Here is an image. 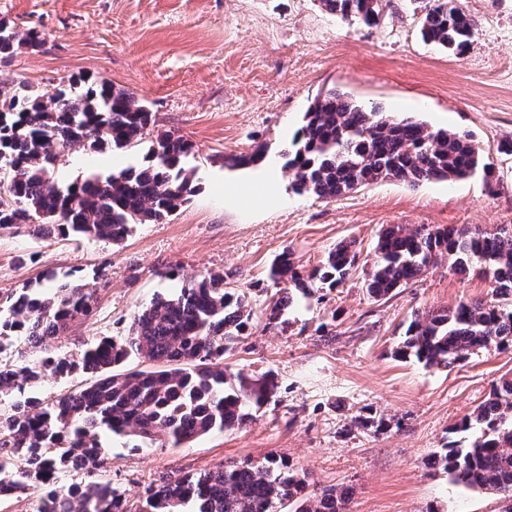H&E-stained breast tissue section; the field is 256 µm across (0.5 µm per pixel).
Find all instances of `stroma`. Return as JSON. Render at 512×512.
Listing matches in <instances>:
<instances>
[{
  "label": "stroma",
  "instance_id": "stroma-1",
  "mask_svg": "<svg viewBox=\"0 0 512 512\" xmlns=\"http://www.w3.org/2000/svg\"><path fill=\"white\" fill-rule=\"evenodd\" d=\"M392 3L384 21L368 27L325 12L318 0H0V19L36 28L45 40L0 61V82L23 80L48 96L71 78L109 82L155 114L150 141L181 135L197 153L189 200L162 223L136 225L121 244L0 230V294L45 283L51 273L89 284L91 313L54 342L75 353L100 337L127 335L134 314L157 295L220 273L252 308L247 336L231 344L225 364L276 384L240 428L185 447L159 435L137 449L102 433L104 477L129 507L171 478L274 453L318 487H348L349 512H504L501 495L450 484L428 461L449 427L512 377V348L479 352L451 369L392 355L415 312L490 300V284L457 272L446 257L381 300L364 281L388 225L512 227V154L496 150L512 141V0H461L476 24L461 57L422 40L412 0ZM329 89L366 109L470 132L491 176L415 186L386 179L332 200L293 192L282 152ZM261 143L268 147L261 165L216 161ZM147 150L80 149L54 176L67 185L108 175L141 164ZM342 242L359 252L351 278L298 296L286 327L270 324L273 260L289 252L309 271ZM364 409L386 420V430L349 429Z\"/></svg>",
  "mask_w": 512,
  "mask_h": 512
}]
</instances>
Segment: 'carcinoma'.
<instances>
[{
  "label": "carcinoma",
  "instance_id": "carcinoma-1",
  "mask_svg": "<svg viewBox=\"0 0 512 512\" xmlns=\"http://www.w3.org/2000/svg\"><path fill=\"white\" fill-rule=\"evenodd\" d=\"M327 13L368 26L380 24L391 0H318ZM424 41L461 55L475 36L473 19L458 0H423ZM44 38L35 28L0 20V60ZM153 112L127 90L103 82L73 81L49 99L26 82L0 83V229H22L34 237L49 232L64 239L89 238L117 244L136 224H157L194 192V144L166 135L149 147L145 164L107 176L91 174L62 186L54 164L76 148L115 149L143 143L154 126ZM268 147L240 156L218 157L234 166L258 165ZM298 193L333 199L385 179L417 185L457 182L483 173L489 163L466 131L431 130L411 118L366 111L334 89L314 98L303 124L282 153ZM359 251L349 242L331 250L308 275L292 254L277 257L269 278L285 287L270 303L269 320L283 317L295 292L312 285L336 288L358 267ZM442 256L456 270L491 282L495 295L512 301V233L468 225L431 226L412 232L392 224L375 245L367 290L379 300L422 276ZM68 273L53 288L30 286L0 295V343L21 336L45 355L37 362L0 359V493L36 499V512H127L124 494L99 479L107 467L100 443L104 431L142 443L162 433L174 448L243 425L250 410L269 402L273 379H252L224 367L228 345L245 337L251 310L246 296L224 287V276L190 281L160 296L133 317L127 335L102 336L76 354L50 350L47 340L64 335L92 310L94 291ZM512 346V311L493 302H461L447 310L417 314L394 357L426 367L448 368L491 348ZM150 362L128 367L131 357ZM89 374L86 388L49 400L31 393L46 375ZM351 426L381 432L388 424L370 412ZM476 430L465 446L455 440L433 454V466L455 485L512 495V378L493 385L486 400L453 424L449 433ZM82 475L68 487L58 474ZM310 476L290 460L221 464L145 491L139 512H348L349 489L326 486L307 492Z\"/></svg>",
  "mask_w": 512,
  "mask_h": 512
}]
</instances>
